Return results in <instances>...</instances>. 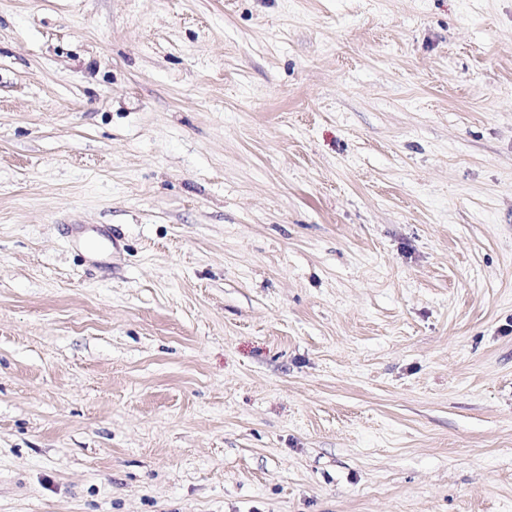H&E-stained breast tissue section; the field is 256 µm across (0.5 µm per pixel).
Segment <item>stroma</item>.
Instances as JSON below:
<instances>
[{
    "label": "stroma",
    "mask_w": 512,
    "mask_h": 512,
    "mask_svg": "<svg viewBox=\"0 0 512 512\" xmlns=\"http://www.w3.org/2000/svg\"><path fill=\"white\" fill-rule=\"evenodd\" d=\"M0 512H512V0H0Z\"/></svg>",
    "instance_id": "obj_1"
}]
</instances>
